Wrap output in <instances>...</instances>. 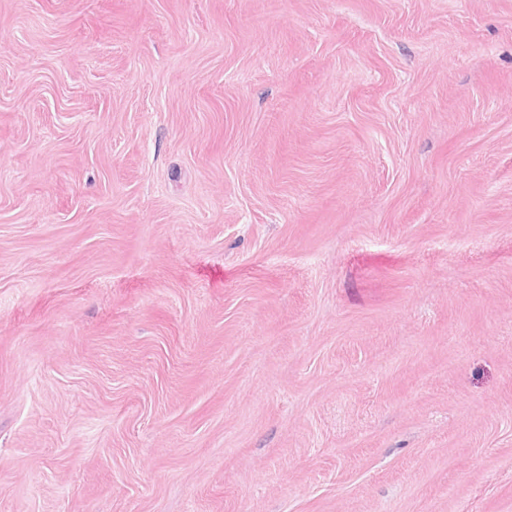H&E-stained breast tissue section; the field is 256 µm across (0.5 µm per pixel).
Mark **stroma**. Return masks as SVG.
Listing matches in <instances>:
<instances>
[{"label":"stroma","instance_id":"35a3bbf8","mask_svg":"<svg viewBox=\"0 0 512 512\" xmlns=\"http://www.w3.org/2000/svg\"><path fill=\"white\" fill-rule=\"evenodd\" d=\"M0 512H512V0H0Z\"/></svg>","mask_w":512,"mask_h":512}]
</instances>
